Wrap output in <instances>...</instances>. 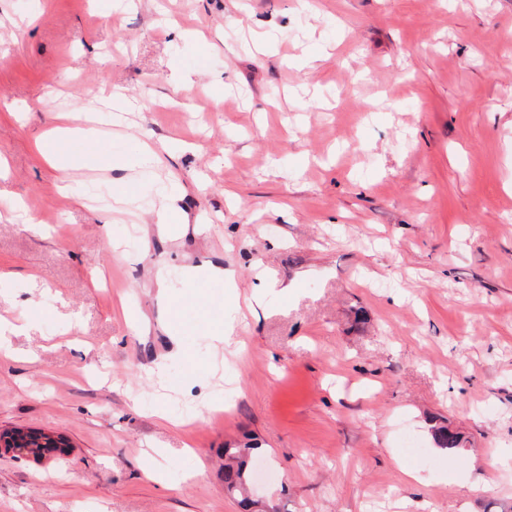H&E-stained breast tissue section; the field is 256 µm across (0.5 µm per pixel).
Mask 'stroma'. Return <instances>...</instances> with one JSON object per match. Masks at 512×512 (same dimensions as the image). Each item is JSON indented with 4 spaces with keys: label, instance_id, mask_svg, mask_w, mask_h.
Masks as SVG:
<instances>
[{
    "label": "stroma",
    "instance_id": "obj_1",
    "mask_svg": "<svg viewBox=\"0 0 512 512\" xmlns=\"http://www.w3.org/2000/svg\"><path fill=\"white\" fill-rule=\"evenodd\" d=\"M102 80L122 165L61 178L35 142ZM0 327V432L68 444L1 457L0 512H242L245 444L279 512H512V0H0ZM186 151L187 149L183 144L175 138H169L159 147L150 141H142L139 146L141 160L158 165L163 163L165 157H172L173 155L182 154ZM257 448L225 447L224 488L230 495H241L251 483L250 461Z\"/></svg>",
    "mask_w": 512,
    "mask_h": 512
}]
</instances>
